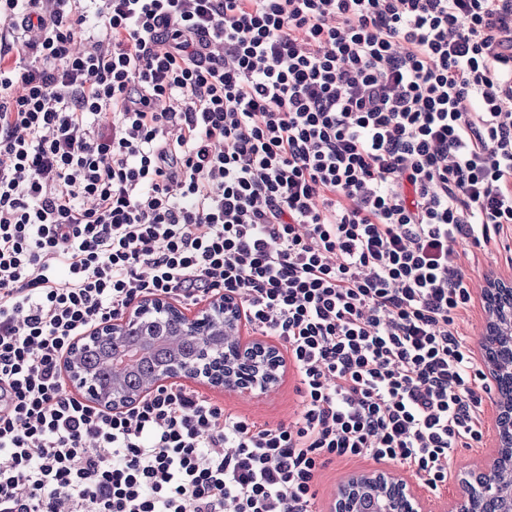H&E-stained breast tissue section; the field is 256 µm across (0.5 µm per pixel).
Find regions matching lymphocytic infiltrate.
Masks as SVG:
<instances>
[{"label": "lymphocytic infiltrate", "instance_id": "f902f5d3", "mask_svg": "<svg viewBox=\"0 0 512 512\" xmlns=\"http://www.w3.org/2000/svg\"><path fill=\"white\" fill-rule=\"evenodd\" d=\"M512 232V0H0V512H314L483 439L454 245ZM236 296L301 409L68 392L140 299Z\"/></svg>", "mask_w": 512, "mask_h": 512}]
</instances>
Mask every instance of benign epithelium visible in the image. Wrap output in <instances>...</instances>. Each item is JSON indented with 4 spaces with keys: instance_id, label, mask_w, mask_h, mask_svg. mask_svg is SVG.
Instances as JSON below:
<instances>
[{
    "instance_id": "benign-epithelium-1",
    "label": "benign epithelium",
    "mask_w": 512,
    "mask_h": 512,
    "mask_svg": "<svg viewBox=\"0 0 512 512\" xmlns=\"http://www.w3.org/2000/svg\"><path fill=\"white\" fill-rule=\"evenodd\" d=\"M482 298L486 327L481 342V363L497 383L500 375L493 365L494 354L500 349L497 337L512 335V283L491 277L486 282ZM241 325L242 307L235 297L215 296L192 317L186 316L178 305L167 299L148 297L122 317L104 321L79 337L63 361V369L72 386L88 401L114 412L126 409L159 386L174 383L182 376L230 391L267 394L279 382L283 358L275 345L263 339H253L245 344L239 342L237 333ZM130 329L162 337L171 351L170 361L133 394L125 390L119 376L106 387L98 385L81 364L83 349L98 340L116 343ZM182 336L200 338L199 351L192 361L185 360L179 352ZM232 345L241 351L249 349L259 354L252 370L245 373L238 369L236 358L230 354ZM215 361L224 362L226 372L222 381L211 379L207 372V367ZM494 404L497 407V451L483 472L481 485L476 487L467 478H459L458 492L448 512H482L480 500L499 496L495 472L501 465L512 462V400L507 401L498 393ZM362 488L376 492L374 512H428L413 484L384 468L355 476L342 485L336 495L335 512H356L357 500L352 498V493Z\"/></svg>"
}]
</instances>
